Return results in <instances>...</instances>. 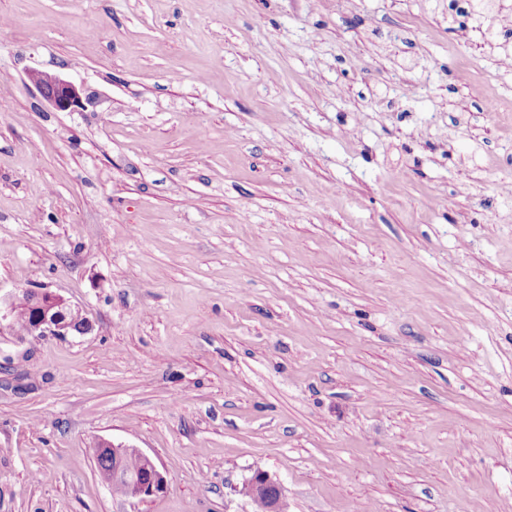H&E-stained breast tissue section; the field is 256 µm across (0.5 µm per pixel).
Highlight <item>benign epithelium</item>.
<instances>
[{"mask_svg": "<svg viewBox=\"0 0 512 512\" xmlns=\"http://www.w3.org/2000/svg\"><path fill=\"white\" fill-rule=\"evenodd\" d=\"M27 78L41 93L43 98L59 111L76 112L85 108L89 100L82 86L75 84L62 74L42 70H30ZM29 306L32 313L28 335L30 336H77L79 324H90L87 313L70 304L61 295L46 289L28 290ZM18 293L0 296V334L13 332L15 321V300ZM102 447L112 451L115 459L116 475L127 486L125 499L140 502L164 490L166 479L154 461L144 452H138L142 471L128 473L121 469V461L127 450L123 444L108 440L99 441ZM237 492L250 501L264 503V512H286L283 488L280 482L268 472L256 469L251 472Z\"/></svg>", "mask_w": 512, "mask_h": 512, "instance_id": "7a95c632", "label": "benign epithelium"}]
</instances>
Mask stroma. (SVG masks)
<instances>
[{
    "instance_id": "stroma-1",
    "label": "stroma",
    "mask_w": 512,
    "mask_h": 512,
    "mask_svg": "<svg viewBox=\"0 0 512 512\" xmlns=\"http://www.w3.org/2000/svg\"><path fill=\"white\" fill-rule=\"evenodd\" d=\"M493 23L494 51L448 0H0V292L91 321L0 335V512H255L257 468L288 512H506ZM101 439L164 492L113 495ZM27 78L43 98L59 111L83 110L84 101L89 100L82 86L62 74L33 69L27 72ZM99 444L103 448H108L112 451L100 448L96 444L91 448L90 452L96 464L97 470L103 480L112 489V492L118 495H124L125 485L121 481L112 480V467H114V460L116 464V475L121 477L127 486L125 499L131 502H140L148 497H151L159 492H162L166 485V479L163 473L158 469L154 461L141 450H138V455L141 459L142 471L138 457L135 455L134 450H131L125 459L124 467L128 471H136L139 473L123 472L121 469V461L128 446L123 444H114L108 440H99ZM237 492L247 497L251 502L264 503L265 512H287L280 482L267 471L256 469L247 477Z\"/></svg>"
}]
</instances>
